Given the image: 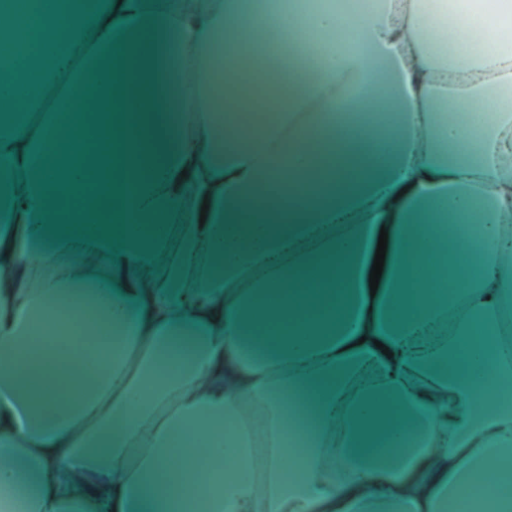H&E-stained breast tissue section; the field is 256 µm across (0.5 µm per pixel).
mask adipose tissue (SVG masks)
Segmentation results:
<instances>
[{"label": "adipose tissue", "instance_id": "ef3b65f1", "mask_svg": "<svg viewBox=\"0 0 512 512\" xmlns=\"http://www.w3.org/2000/svg\"><path fill=\"white\" fill-rule=\"evenodd\" d=\"M0 8L1 492L23 512H512L473 496L512 458V0ZM283 66L247 122L239 85ZM359 94L379 143L341 155L362 129L327 117ZM38 336L79 341L92 373L54 353L33 373Z\"/></svg>", "mask_w": 512, "mask_h": 512}]
</instances>
